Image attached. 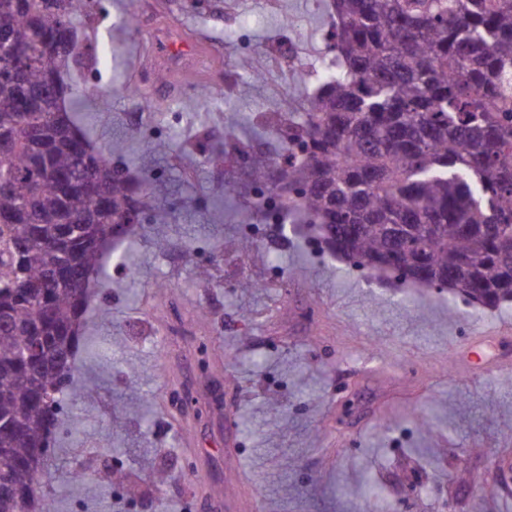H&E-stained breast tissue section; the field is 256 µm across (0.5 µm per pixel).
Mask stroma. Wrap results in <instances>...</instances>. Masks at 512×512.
<instances>
[{"label":"stroma","mask_w":512,"mask_h":512,"mask_svg":"<svg viewBox=\"0 0 512 512\" xmlns=\"http://www.w3.org/2000/svg\"><path fill=\"white\" fill-rule=\"evenodd\" d=\"M154 0L145 21L125 27L138 0H90L76 65L82 124L131 177L167 182L177 219L171 245L157 251L147 227L135 230L134 264L91 286L90 329L75 366L97 386L95 399L66 402L59 445L42 489L55 512H366V483L383 495L379 512H506L512 505V381L465 374L456 362L480 329L512 323V303L495 309L448 291L399 285L393 274L360 270L318 251L293 225H262L247 253L228 238L253 237L239 213L253 200L247 161L265 150L249 124L291 123L282 98L303 104L293 69L224 90V63L266 60L284 18L303 52V72L319 61L331 20L323 0ZM195 39L211 61L208 100L188 87L169 95L151 81L141 138L125 133L141 111L124 85L140 74L132 54L153 46L156 27ZM112 44L111 63L101 58ZM206 267L208 281L197 279ZM258 287L244 291L240 282ZM110 319L100 322L99 308ZM210 359L214 421L184 427L168 401L186 383L198 344ZM134 373L139 393L125 373ZM435 428L420 433L413 415ZM200 475L183 477L189 464ZM90 478L71 481L70 469ZM158 472L169 476L157 484Z\"/></svg>","instance_id":"stroma-1"}]
</instances>
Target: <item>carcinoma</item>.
<instances>
[{
    "instance_id": "1",
    "label": "carcinoma",
    "mask_w": 512,
    "mask_h": 512,
    "mask_svg": "<svg viewBox=\"0 0 512 512\" xmlns=\"http://www.w3.org/2000/svg\"><path fill=\"white\" fill-rule=\"evenodd\" d=\"M316 86L295 114L306 152L251 156L287 220L350 265L494 308L512 300V0H328ZM87 0H0V512H31L66 400L101 243L130 236L164 185L123 175L80 127L70 29Z\"/></svg>"
}]
</instances>
